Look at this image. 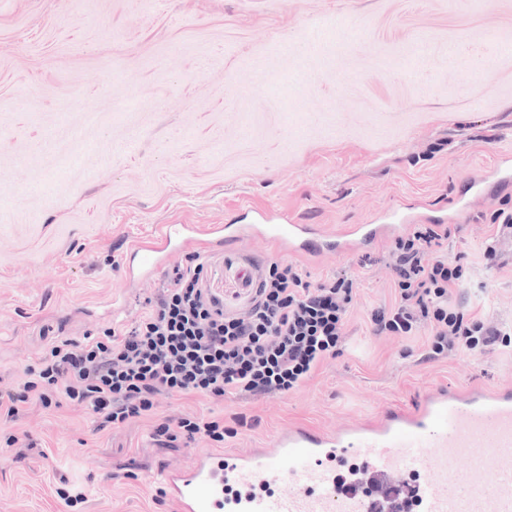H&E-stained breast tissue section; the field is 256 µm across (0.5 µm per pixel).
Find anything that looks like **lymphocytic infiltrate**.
I'll return each instance as SVG.
<instances>
[{
	"label": "lymphocytic infiltrate",
	"mask_w": 512,
	"mask_h": 512,
	"mask_svg": "<svg viewBox=\"0 0 512 512\" xmlns=\"http://www.w3.org/2000/svg\"><path fill=\"white\" fill-rule=\"evenodd\" d=\"M444 224H422L398 238L390 253L398 293L394 305L373 311L379 335L406 336L430 329V353L475 355L512 343V333L465 319L448 304L463 278L461 266L433 255L446 238ZM206 263L191 254L175 270L148 312L122 331L65 340L22 385L0 382V416L17 419L20 407H50L59 398L82 404L97 430L155 418L161 394H199L214 400L285 393L300 387L323 361L335 357L344 336L356 280L344 275L313 285L290 265L271 264L248 308L228 315L205 280ZM157 442H223L228 430L217 417L155 419Z\"/></svg>",
	"instance_id": "obj_1"
}]
</instances>
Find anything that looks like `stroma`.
<instances>
[{"label":"stroma","mask_w":512,"mask_h":512,"mask_svg":"<svg viewBox=\"0 0 512 512\" xmlns=\"http://www.w3.org/2000/svg\"><path fill=\"white\" fill-rule=\"evenodd\" d=\"M336 14L344 26L310 43ZM509 152L512 0H0V376L111 327L113 300L144 315L160 284L127 287L124 256L175 216L246 224L278 209L333 232L423 206L450 231L438 254L464 270L453 305L512 329V185L480 198L470 184ZM393 245L205 253L231 313L251 299L244 270L353 275L341 353L285 394L157 397L160 417L223 418L235 434L220 444L162 448L149 420L99 431L75 402L28 406L0 420V512H175L160 475L198 451L372 420L439 384L512 386V345L433 357L428 329L374 334L373 309L396 297ZM62 488L83 503L66 506Z\"/></svg>","instance_id":"1"}]
</instances>
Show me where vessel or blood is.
Returning <instances> with one entry per match:
<instances>
[{"label":"vessel or blood","mask_w":512,"mask_h":512,"mask_svg":"<svg viewBox=\"0 0 512 512\" xmlns=\"http://www.w3.org/2000/svg\"><path fill=\"white\" fill-rule=\"evenodd\" d=\"M390 224L341 234L290 213H254L248 224L173 221L134 245L128 278L163 277L173 255L258 236L288 254L321 257L368 246ZM462 471H449L453 462ZM176 512H512V388H430L414 410L393 408L335 431L292 426L266 448L198 453L167 471Z\"/></svg>","instance_id":"b4317fda"}]
</instances>
